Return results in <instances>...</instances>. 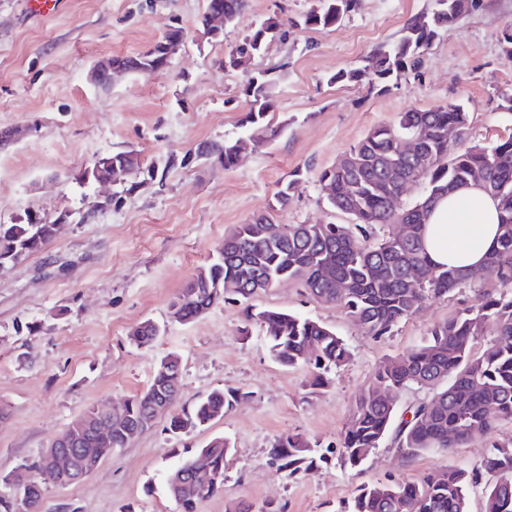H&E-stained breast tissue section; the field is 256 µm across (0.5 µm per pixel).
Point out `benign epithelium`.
<instances>
[{
    "label": "benign epithelium",
    "instance_id": "7a95c632",
    "mask_svg": "<svg viewBox=\"0 0 512 512\" xmlns=\"http://www.w3.org/2000/svg\"><path fill=\"white\" fill-rule=\"evenodd\" d=\"M203 25L206 32L212 37H217L224 29V9L215 6L210 7L203 15ZM185 41V32L173 26L169 27L160 40L159 49L162 55L147 60V64L139 66L140 72L147 74L165 67L175 49ZM118 71L112 65V59L99 61L89 71V80L95 84H101L102 80L112 83L116 80ZM92 435L105 445L112 444V419L109 417H95L76 421L58 437L54 444L42 453V461L34 466L22 465L15 468L9 475V482L20 492L24 493L30 487L36 486L28 478V471L36 468L43 477L54 474L57 484L67 486L83 480L93 472V468L86 465L82 457L80 444L83 439Z\"/></svg>",
    "mask_w": 512,
    "mask_h": 512
}]
</instances>
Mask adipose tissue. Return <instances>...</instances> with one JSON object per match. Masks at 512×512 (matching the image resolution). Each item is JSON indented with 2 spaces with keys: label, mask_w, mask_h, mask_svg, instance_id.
I'll return each instance as SVG.
<instances>
[{
  "label": "adipose tissue",
  "mask_w": 512,
  "mask_h": 512,
  "mask_svg": "<svg viewBox=\"0 0 512 512\" xmlns=\"http://www.w3.org/2000/svg\"><path fill=\"white\" fill-rule=\"evenodd\" d=\"M499 222L496 201L469 185L436 203L424 226V247L436 265L475 267L494 246Z\"/></svg>",
  "instance_id": "ef3b65f1"
}]
</instances>
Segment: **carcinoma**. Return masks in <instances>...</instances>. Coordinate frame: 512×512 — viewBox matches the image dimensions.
<instances>
[{"label": "carcinoma", "instance_id": "obj_1", "mask_svg": "<svg viewBox=\"0 0 512 512\" xmlns=\"http://www.w3.org/2000/svg\"><path fill=\"white\" fill-rule=\"evenodd\" d=\"M224 21L230 25L246 7V0H221ZM357 0H321L309 11L304 25L328 29L352 11ZM476 0H438L439 9L411 20L397 43L382 47L370 57L367 69L341 71L336 80L358 83L365 76L387 84L416 68L438 31L452 27L475 7ZM270 35L258 29L231 50L224 64L244 69L266 46ZM249 110L242 119L249 135L206 143L197 155L236 166L241 152L258 140L277 135L266 117L274 110L271 85L262 75L250 77L244 89ZM469 116L457 103L430 109L412 108L400 113L395 124H381L324 169L319 182L331 208L347 215V224H274L262 215L240 224L224 236V250L210 258L181 290L171 305V317L191 323L220 302L243 305L245 318L263 329L271 356L281 365L312 369L311 385L325 384V375L349 359L343 340L325 325L277 309H253L250 299L285 280H295L318 300L336 304L366 332L389 334L413 317L430 299L448 296L456 289L484 281L485 271L499 277L498 288L486 294L483 304L464 310L433 327L419 346L384 361L371 383L357 396L352 419L341 441L344 463L356 467L393 435L401 456L415 458L435 449L457 448L487 436L500 421H512V136L490 146H463ZM459 139L448 142V128ZM418 140V150L405 154L401 141ZM118 164L129 172L124 186L133 192L144 162L135 150L124 151ZM396 166L400 179L388 176ZM423 182L425 196L400 208L409 188ZM470 182L479 184L499 201L502 211L497 246L485 265L471 270L440 269L425 252L422 227L428 208L439 197ZM300 184L299 175L281 183L276 205L285 208ZM59 224L40 217L25 223L0 224V266L3 268L38 253L57 235ZM347 286L345 294L336 283ZM495 325V337L474 354L472 347ZM160 326L146 320L130 333L137 345L151 343ZM180 375V358L170 353L156 363L148 387L127 400L112 417V445L90 436L82 455L101 461L125 446L124 431L142 420L168 414L167 430L173 435L191 433L224 416V410L248 396L238 389H215L189 409L176 412L177 390L169 380ZM423 384L430 394L406 411L398 412V396L411 385ZM309 444L297 435H281L272 444L273 463L289 473L307 471L313 458ZM230 452L218 437L200 453L210 457L214 478L203 493L193 488L194 461L184 459L176 471L186 485H167L181 512H197L198 505L224 491V470ZM482 486L485 512H512V441L493 444L491 453L475 472L438 471L422 483L386 479L358 489L347 512H470V494Z\"/></svg>", "mask_w": 512, "mask_h": 512}]
</instances>
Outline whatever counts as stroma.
<instances>
[{"mask_svg": "<svg viewBox=\"0 0 512 512\" xmlns=\"http://www.w3.org/2000/svg\"><path fill=\"white\" fill-rule=\"evenodd\" d=\"M317 0H248L222 40L203 33L206 0H59L58 10L32 16L25 0H0V130L25 136L0 149V224L34 214L64 218L47 247L0 270V474L38 460L44 448L91 408L120 409L150 383L155 364L179 355V403L189 406L218 388L248 392L206 428L172 437L165 419L69 486H47L43 512H179L164 489L186 452L212 438L229 441L224 491L198 512H339L363 485L392 476L411 482L454 467L472 470L492 442L512 440V422L491 438L448 451L403 458L384 440L358 468L342 463L339 446L357 395L378 366L425 340L431 328L479 306L487 285L427 301L392 333L368 335L339 306L296 283L251 300L330 327L350 357L325 386L308 368H286L270 355L259 325H246L238 304H218L192 323L170 317L181 288L236 226L260 215L277 224L346 223L326 202L319 175L372 127L411 108L454 102L469 115L468 141L489 145L512 136V0H479L452 29L441 31L389 89L334 82L342 69L365 68L373 52L399 40L406 24L431 13L436 0H358L336 26L313 29L303 16ZM279 34L247 71L221 65L225 53L267 19ZM183 26L185 43L166 67L132 73L109 87L87 74L100 59L134 56ZM267 72L275 102L268 118L278 136L251 145L230 169L184 155L204 141L240 135L248 110V72ZM139 150L162 179L143 180L132 194L98 212V185L80 175L98 157ZM301 182L287 207L274 195L282 181ZM162 332L147 346L129 339L145 320ZM306 439L315 468L288 475L272 464L274 439Z\"/></svg>", "mask_w": 512, "mask_h": 512, "instance_id": "obj_1", "label": "stroma"}]
</instances>
